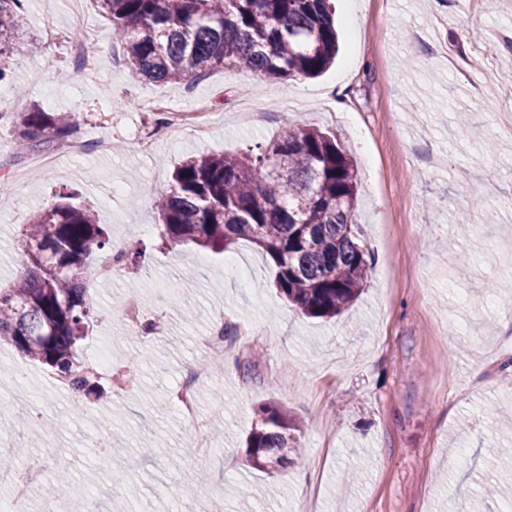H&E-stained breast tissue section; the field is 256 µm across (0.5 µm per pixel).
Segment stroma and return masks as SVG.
Returning a JSON list of instances; mask_svg holds the SVG:
<instances>
[{"label": "stroma", "mask_w": 512, "mask_h": 512, "mask_svg": "<svg viewBox=\"0 0 512 512\" xmlns=\"http://www.w3.org/2000/svg\"><path fill=\"white\" fill-rule=\"evenodd\" d=\"M448 2L336 0L340 50L322 77L216 70L186 85L133 77L91 0L79 10L98 62L84 73L67 0H24L0 81L13 109L0 120V180L13 198L0 210V288L28 268L23 224L64 195L92 209L125 256L112 279L88 274L95 302L79 343L129 371L125 396L107 384L78 408L51 368L0 346V427L26 458L47 460V491L58 472L71 475L70 512L91 497L99 512H204L212 501L224 512H457L462 502L500 512L512 474L486 451L512 456V81L498 77L512 0ZM340 86L347 119L329 104ZM34 106L76 118L49 161L15 154L12 115ZM174 109L180 139L162 133L144 149L142 135ZM298 125L336 134L352 159L370 255L353 309L327 322L276 292L271 261L249 242L221 253L164 245L153 205L187 156L244 152ZM465 252L479 267L458 264ZM132 297L150 335L126 325ZM218 311L228 358L198 387L200 416L223 426L207 457L187 447L169 396ZM271 400L300 423L305 450L273 479L245 458L255 412ZM121 402L111 467L89 463L94 416Z\"/></svg>", "instance_id": "1"}]
</instances>
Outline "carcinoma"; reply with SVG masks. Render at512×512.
<instances>
[{
    "instance_id": "cac0c4a2",
    "label": "carcinoma",
    "mask_w": 512,
    "mask_h": 512,
    "mask_svg": "<svg viewBox=\"0 0 512 512\" xmlns=\"http://www.w3.org/2000/svg\"><path fill=\"white\" fill-rule=\"evenodd\" d=\"M94 2L112 22L127 68L155 82L190 83L218 68L271 82L316 78L339 51L329 0ZM21 9L22 0H0V56L22 31ZM75 128L73 115L34 107L16 118L14 134L34 152L65 143ZM356 198V171L336 138L296 126L255 151L188 157L155 208L165 243L221 252L246 240L269 257L277 291L297 311L333 319L368 278ZM21 241L30 267L0 291V344L73 377V392L87 397L95 380L76 373L94 305L85 278L107 235L89 208L60 201L33 214ZM255 414L246 448L254 469L268 474L301 457L298 422L273 401Z\"/></svg>"
}]
</instances>
